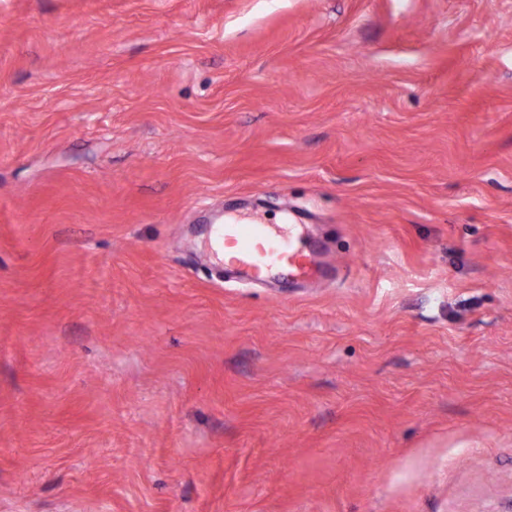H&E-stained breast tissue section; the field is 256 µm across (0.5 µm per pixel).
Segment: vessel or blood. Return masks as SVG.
Wrapping results in <instances>:
<instances>
[{"label": "vessel or blood", "instance_id": "b4317fda", "mask_svg": "<svg viewBox=\"0 0 512 512\" xmlns=\"http://www.w3.org/2000/svg\"><path fill=\"white\" fill-rule=\"evenodd\" d=\"M204 246L216 261H228L248 279L261 281L276 274L298 281L328 275L317 254L307 248L298 224L228 221L211 225Z\"/></svg>", "mask_w": 512, "mask_h": 512}]
</instances>
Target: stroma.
<instances>
[{
  "instance_id": "obj_1",
  "label": "stroma",
  "mask_w": 512,
  "mask_h": 512,
  "mask_svg": "<svg viewBox=\"0 0 512 512\" xmlns=\"http://www.w3.org/2000/svg\"><path fill=\"white\" fill-rule=\"evenodd\" d=\"M0 512H512V0H0ZM301 224L242 223L239 220L212 224L204 246L223 266L224 254L232 255L227 264L252 281L276 274L288 281L314 275L329 276L317 253L307 248Z\"/></svg>"
}]
</instances>
